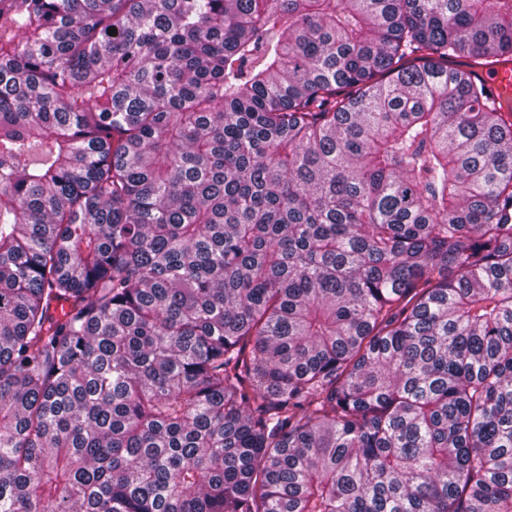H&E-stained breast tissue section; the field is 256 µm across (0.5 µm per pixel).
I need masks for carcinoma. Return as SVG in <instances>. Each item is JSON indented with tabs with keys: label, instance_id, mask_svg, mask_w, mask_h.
<instances>
[{
	"label": "carcinoma",
	"instance_id": "obj_1",
	"mask_svg": "<svg viewBox=\"0 0 512 512\" xmlns=\"http://www.w3.org/2000/svg\"><path fill=\"white\" fill-rule=\"evenodd\" d=\"M501 60L512 0H0V512H512Z\"/></svg>",
	"mask_w": 512,
	"mask_h": 512
}]
</instances>
